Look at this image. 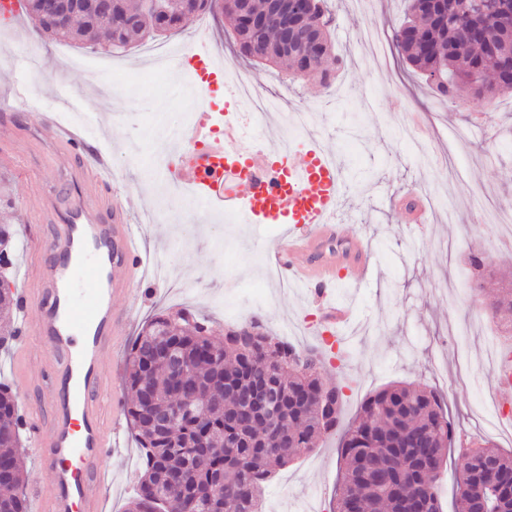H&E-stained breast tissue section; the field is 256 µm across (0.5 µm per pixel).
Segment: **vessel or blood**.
<instances>
[{"mask_svg": "<svg viewBox=\"0 0 512 512\" xmlns=\"http://www.w3.org/2000/svg\"><path fill=\"white\" fill-rule=\"evenodd\" d=\"M176 178L206 212L245 215L254 224H285L291 236L272 264L289 279H303L329 322L344 325L345 309L328 299L339 273H357L370 261L367 243L337 224L343 202L339 169L320 144L253 152L239 126L212 136L201 114L190 145L175 155ZM111 167L104 157L83 162V189L67 202L43 199L37 222L54 219L50 240H34L30 285L21 298L29 333L18 338V361L28 359L29 336L45 344L37 365L40 395L26 413L32 451L50 479L35 489L37 512H105L112 472L105 464L119 443L112 433V388L103 363L112 351L115 327L126 316L114 297L131 279L145 280L139 237L127 213L104 196ZM316 191H309L311 178ZM98 217L87 220V207ZM85 296L75 301L74 268L87 255Z\"/></svg>", "mask_w": 512, "mask_h": 512, "instance_id": "obj_1", "label": "vessel or blood"}]
</instances>
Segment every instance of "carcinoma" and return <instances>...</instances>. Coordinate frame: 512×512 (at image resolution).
<instances>
[{
	"label": "carcinoma",
	"mask_w": 512,
	"mask_h": 512,
	"mask_svg": "<svg viewBox=\"0 0 512 512\" xmlns=\"http://www.w3.org/2000/svg\"><path fill=\"white\" fill-rule=\"evenodd\" d=\"M84 6L56 26L46 15L47 0H23L34 26L60 41L91 44L106 39L107 52L175 30L198 13L224 12L234 22L240 51L258 62L294 70L311 50L309 41L294 38L281 47L279 25L269 18L254 31L240 26L231 0H165L164 10L147 12L143 0H112L115 23ZM488 11L479 18L481 36L463 37L456 21L467 14L473 0H444L441 10L448 24L416 11L409 0L407 17L395 30L398 50L416 70L437 71L434 89L444 97H461L470 69L481 68L482 83L494 95L512 93V83L502 72V60L512 56V40L497 26L492 9L512 0H483ZM17 229L0 221V262L13 264ZM20 307L8 288L0 290V347L16 339L19 327L11 320ZM171 334L185 361V388L200 401L212 403L206 413L177 421L168 434L157 429L153 415L168 408L175 396L169 365L155 354L152 340ZM322 359L309 349L299 353L276 341L253 319L217 338L205 320L182 310L179 320L160 314L149 320L133 341L127 358L125 384L132 393L127 407L136 431L142 463L138 466L135 496L127 512H165L173 504L178 512H261V489L272 471L311 451L320 440L340 433L343 463L333 512H441L439 493L431 482L448 455L453 436L443 398L433 388L399 382L370 395L348 426L341 413L346 402L344 386L327 384L320 377ZM267 387L269 409L250 416L246 398ZM20 419L12 388L0 383V512H27L21 492L26 470L20 447ZM182 473L184 488L172 490L170 473ZM224 475L222 498L211 502L213 480ZM456 480L457 512H475L478 488L512 484V455L488 445L461 454ZM145 489L155 497L142 494Z\"/></svg>",
	"instance_id": "carcinoma-1"
}]
</instances>
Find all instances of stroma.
Here are the masks:
<instances>
[{
  "label": "stroma",
  "mask_w": 512,
  "mask_h": 512,
  "mask_svg": "<svg viewBox=\"0 0 512 512\" xmlns=\"http://www.w3.org/2000/svg\"><path fill=\"white\" fill-rule=\"evenodd\" d=\"M335 15L330 37L338 62L327 80H297L275 67L243 56L231 23L219 13L189 18L180 30L153 39L156 47L182 50L195 43V56L165 79L163 92L147 80L155 70L144 46L106 54L91 46L49 39L26 14L0 22V101H10L30 84L39 85L38 108L20 120L0 116V175L11 183L19 233L15 292L26 286L30 236L48 237V224L29 220L33 203L46 195L72 194L68 171L75 156L56 150L44 121L88 122L91 146L112 159V181L134 199L135 219L145 252L163 277L134 284L116 296V309L134 317L115 337L116 354L103 372L119 403L126 357L142 325L154 315L183 308L207 317L215 335L230 325L256 319L273 336L284 323L298 328L302 345H326L331 337L305 288L264 275L266 254L281 242L284 225L228 224L211 219L188 201L174 177L169 129L180 128L187 83L201 84V55L219 54L247 77L254 89L273 95L282 113L307 103L332 101L317 113L313 141L330 148L342 173L345 200L338 210L348 233L363 236L374 253L371 270L334 289L333 299L354 316L340 337V355L328 358L326 381L345 387L344 415L353 418L361 401L393 382L421 381L445 397L448 415L462 442L486 441L512 451V436L484 431L472 414L479 394L473 382L492 379L490 346L512 336V323L494 319L486 306L494 289L470 286L468 257L478 253L486 270L512 280V245L501 227L476 217L512 205V95L493 105L470 98L442 99L396 52L376 59L360 39L363 31H389L405 0H329ZM55 152V169L46 166ZM417 191L436 196L426 224L409 223L400 200ZM466 323L467 362L448 344L451 325ZM116 437L123 451L106 459L112 471V512H125L135 489L139 452L130 424L119 418ZM342 463L330 436L317 448L277 470L263 489L269 512H330Z\"/></svg>",
  "instance_id": "stroma-1"
}]
</instances>
